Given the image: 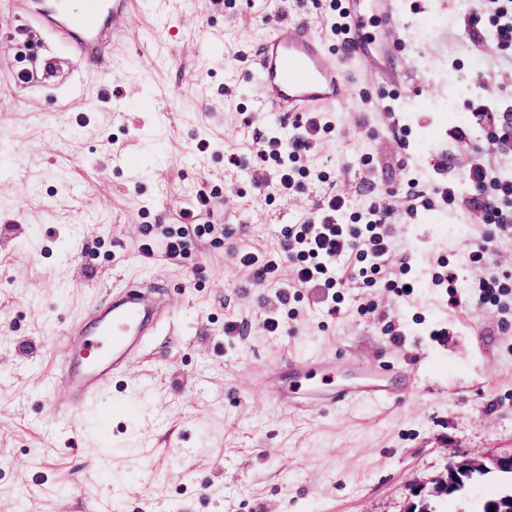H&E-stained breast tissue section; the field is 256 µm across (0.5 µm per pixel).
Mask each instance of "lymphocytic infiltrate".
<instances>
[{"instance_id":"f902f5d3","label":"lymphocytic infiltrate","mask_w":512,"mask_h":512,"mask_svg":"<svg viewBox=\"0 0 512 512\" xmlns=\"http://www.w3.org/2000/svg\"><path fill=\"white\" fill-rule=\"evenodd\" d=\"M295 135L289 142L274 137L269 141V161L279 171L276 188L287 194L301 187L310 177L313 168L309 151L313 142L326 139L333 132L330 122L323 113L309 112L294 124ZM480 198L475 206L485 212L488 223L494 224L501 233L512 231V179H503L489 168L471 173ZM209 198L199 193L195 209H183L178 224H155L147 226L139 245L142 257H161L177 261L185 255L190 236L199 237L213 234L215 225L201 224L197 214L206 210ZM349 209L348 200L336 193H325L317 203V218L302 224H291L284 229L278 250L261 256L248 248L233 252L236 265L253 275L262 284L277 282L282 261H289L294 267V277L289 285L281 289L282 304L298 299L301 289L321 284L329 289L345 285L343 259L349 254L369 259L370 264L361 268L359 274L364 280L373 282L383 279L386 287L404 292L407 281L401 274L388 271L385 257L394 250L395 244L383 229V214L378 204H370L363 223H346L344 216ZM490 250L480 245L468 254V264L474 275L467 286L472 296L483 303L497 302L500 296L512 293V276H486Z\"/></svg>"}]
</instances>
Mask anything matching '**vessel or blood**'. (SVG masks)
Returning <instances> with one entry per match:
<instances>
[{"label":"vessel or blood","instance_id":"obj_1","mask_svg":"<svg viewBox=\"0 0 512 512\" xmlns=\"http://www.w3.org/2000/svg\"><path fill=\"white\" fill-rule=\"evenodd\" d=\"M141 8V0H42L35 22L66 42L79 61L95 62L111 52L118 22L133 21ZM342 11V51L350 58L368 52L372 34L362 0H342ZM252 60L265 104L288 119L303 112L337 111L345 98L344 73L324 39L302 23L267 22ZM164 312L157 298L130 284L94 316L91 329L78 330L82 351L65 352L61 368L71 412H81L142 351ZM335 374V360L291 355L275 379L286 382L288 397L299 410L357 401L388 407L400 402L410 388L406 382L395 384L397 372L387 362L368 367L364 381L353 385L337 384Z\"/></svg>","mask_w":512,"mask_h":512}]
</instances>
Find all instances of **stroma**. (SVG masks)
<instances>
[{
	"label": "stroma",
	"instance_id": "1",
	"mask_svg": "<svg viewBox=\"0 0 512 512\" xmlns=\"http://www.w3.org/2000/svg\"><path fill=\"white\" fill-rule=\"evenodd\" d=\"M22 0H0V512H405L411 487L447 461L512 448V310L442 288L400 297L354 277L341 312L326 289L282 306L232 257L272 250L312 217L325 188L385 204L397 242L386 265L419 273L449 261L471 276L468 250L491 240V272L512 273V238L467 205L474 165L512 178V148L472 121L512 113V57L471 29L469 0H397L381 24L396 44L343 60L352 85L314 142L315 174L279 196L256 189L270 136H287L239 57L272 14L303 21L336 51L323 0H169L120 24L114 55L84 68L55 35L10 43ZM59 60L57 78L42 75ZM26 68L33 78L19 82ZM456 102L463 122L448 118ZM454 184L462 204L405 212L411 184ZM222 233L178 263L145 261L147 225L174 223L198 190ZM151 287L171 314L158 336L81 413L66 410L59 357L70 332L125 285ZM286 315L282 332L260 318ZM237 322L238 335L224 332ZM402 334L394 343L393 334ZM425 354L393 407L366 402L300 411L270 372L291 354L363 364Z\"/></svg>",
	"mask_w": 512,
	"mask_h": 512
}]
</instances>
